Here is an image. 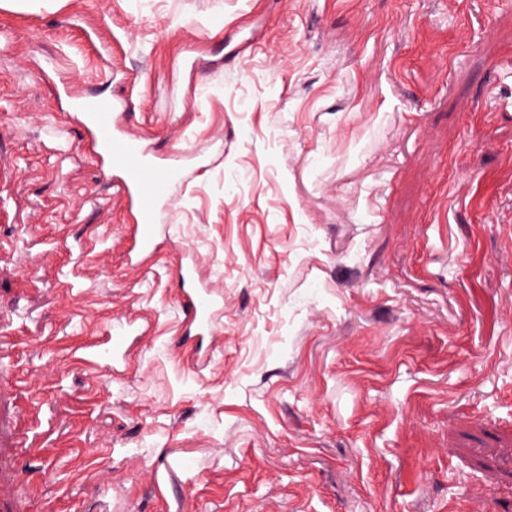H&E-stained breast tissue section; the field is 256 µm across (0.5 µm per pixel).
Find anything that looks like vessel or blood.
Wrapping results in <instances>:
<instances>
[{"label":"vessel or blood","mask_w":512,"mask_h":512,"mask_svg":"<svg viewBox=\"0 0 512 512\" xmlns=\"http://www.w3.org/2000/svg\"><path fill=\"white\" fill-rule=\"evenodd\" d=\"M71 105L89 136L92 155L111 173L124 206L134 216L126 261L132 266L143 265L158 250L160 213L172 185L182 179L183 167L191 155L186 151L172 155L150 151L140 136L118 122L119 114L129 109L126 99L75 96ZM178 277V300L187 340L212 338L219 295L202 277L196 263L180 262Z\"/></svg>","instance_id":"vessel-or-blood-1"}]
</instances>
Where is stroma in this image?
<instances>
[{"mask_svg":"<svg viewBox=\"0 0 512 512\" xmlns=\"http://www.w3.org/2000/svg\"><path fill=\"white\" fill-rule=\"evenodd\" d=\"M1 27L0 512H512V0ZM65 83L201 160L144 269ZM183 258L223 298L205 364Z\"/></svg>","mask_w":512,"mask_h":512,"instance_id":"1","label":"stroma"}]
</instances>
